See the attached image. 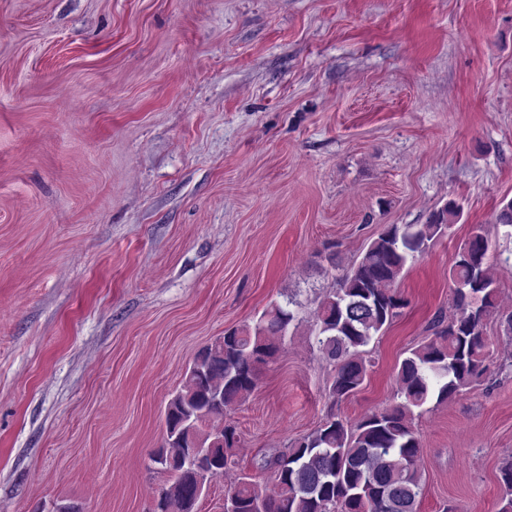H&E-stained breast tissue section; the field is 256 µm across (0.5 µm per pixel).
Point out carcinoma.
<instances>
[{
    "instance_id": "carcinoma-1",
    "label": "carcinoma",
    "mask_w": 512,
    "mask_h": 512,
    "mask_svg": "<svg viewBox=\"0 0 512 512\" xmlns=\"http://www.w3.org/2000/svg\"><path fill=\"white\" fill-rule=\"evenodd\" d=\"M461 214L460 205L450 201L425 224L386 225L319 302L318 348L336 365L333 401L363 385L364 347L404 305L396 288L406 264L425 254ZM488 251L484 226L472 227L449 271L454 313L435 339L401 361L399 402L354 425L328 415L269 462L273 489L243 475L224 492V512H417L422 476L414 410L432 396L446 402L480 382L490 357V318L498 317L500 331L512 340V315L498 316V284L486 262ZM301 306L298 294H291L254 325L225 330L195 355L183 389L167 407L165 445L153 457L170 476L162 498L181 512H197L211 479L236 465L235 427L224 425V443L216 445L212 419L254 391L260 368L277 356ZM193 452L203 456L201 462L190 460ZM500 504L499 512H512L511 458L500 467Z\"/></svg>"
}]
</instances>
